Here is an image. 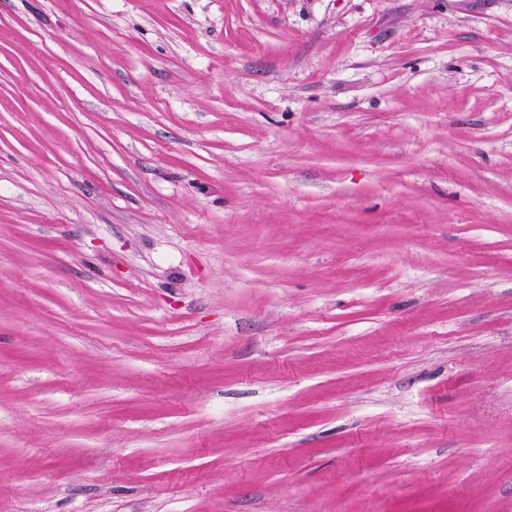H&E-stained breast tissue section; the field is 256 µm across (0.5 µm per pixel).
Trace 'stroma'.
I'll return each instance as SVG.
<instances>
[{
    "label": "stroma",
    "instance_id": "1",
    "mask_svg": "<svg viewBox=\"0 0 512 512\" xmlns=\"http://www.w3.org/2000/svg\"><path fill=\"white\" fill-rule=\"evenodd\" d=\"M0 512H512V0H0Z\"/></svg>",
    "mask_w": 512,
    "mask_h": 512
}]
</instances>
